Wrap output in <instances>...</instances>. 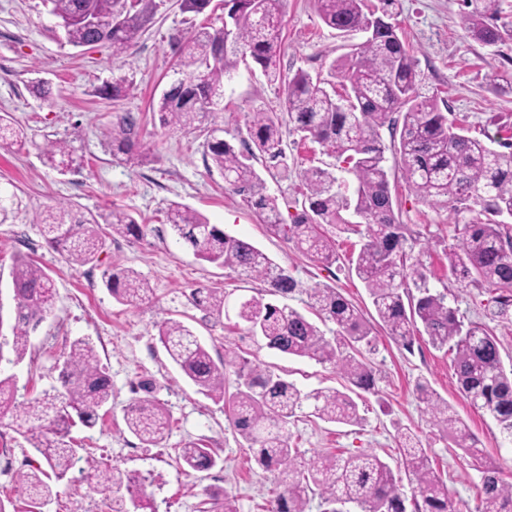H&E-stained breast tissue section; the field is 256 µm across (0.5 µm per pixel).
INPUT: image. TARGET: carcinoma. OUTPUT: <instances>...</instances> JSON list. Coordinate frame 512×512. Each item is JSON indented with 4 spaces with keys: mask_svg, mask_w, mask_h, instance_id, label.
I'll list each match as a JSON object with an SVG mask.
<instances>
[{
    "mask_svg": "<svg viewBox=\"0 0 512 512\" xmlns=\"http://www.w3.org/2000/svg\"><path fill=\"white\" fill-rule=\"evenodd\" d=\"M52 14L64 25L68 43L75 47L101 42L121 58L135 44L143 26L156 10V0H49ZM378 10L367 0H318L324 24L342 33L363 32L366 38L337 66L340 82L314 78L300 70L285 82V107L295 130L318 144L336 160L334 168L311 166L303 172L305 207L292 223L281 218L277 199L267 192L265 180L252 160L272 162L288 172L282 124L273 112H252L247 138L241 147L207 131L206 151L224 175L225 187L241 197L268 224L270 230L302 249L315 262L339 260L336 243L325 226H344L360 235L362 244L351 260L356 276L372 300L381 327L402 346L411 347L421 331L429 344L453 354L458 387L463 398L498 423L504 439L512 442V369L506 370L501 342L478 322L464 323L448 305L447 294L428 287L420 256L397 222L386 167V146L380 130L399 133L396 152L402 177L410 191L424 199L444 198L491 215L472 217L463 224L461 238L448 252V269L459 283L487 285L503 291L495 298V316L512 310V236L501 232L496 216L512 217V151H498L465 134L464 127L448 121L432 97L418 91L421 73L417 60L390 22L400 0H380ZM462 28L484 45L502 38L493 22L494 0H462ZM283 0H224V25L202 26L179 36L178 77L152 105L160 125L195 130L215 109L208 102L224 93V80L241 61L259 65L268 81L282 80L276 68L281 48ZM115 17L120 26L106 25ZM342 91H336V86ZM135 120L122 116L104 132L112 155L128 159L139 155L133 138ZM47 161L70 165L75 148L66 141H50L43 151ZM167 221L202 261L259 280L268 294L285 297L299 282L249 240L225 234L194 209L173 203ZM48 244L77 266L92 264L109 236L139 238L144 225L130 213L113 208L84 213L58 202L40 216ZM113 297L129 305L151 301L154 290L132 268L115 265L105 276ZM413 281L418 295L408 291ZM14 322L9 355L0 346V362L17 364L28 352L31 333L49 315L55 303L53 287L44 270L19 258L12 270ZM309 307L322 321L336 324L332 337L304 313L251 296L235 305L236 317L260 348L283 355L308 358L338 369L350 385L303 391L274 372L225 354L224 365L213 361L207 347L182 322L167 319L158 326V339L171 360L198 392L224 402L234 429L252 450L262 469L273 473L281 491L268 501L267 512H307L309 494L319 491L326 512H407L404 492L390 465L375 452L326 454L306 463L291 447L290 426L303 408L309 416L345 425H360L364 418L353 389L374 387L376 373L366 354L375 349L373 327L360 310L339 291L325 286L308 292ZM196 305L218 317H229V293L217 288H196ZM237 364L236 391L224 390V368ZM60 387L41 397L19 400L15 375L0 376V426L19 434L44 459L40 467L19 475L20 493L28 512L52 496L51 482L63 479L77 449L70 432L77 424L94 426L112 398V381L101 366L94 346L73 342L59 373ZM141 395L126 409L127 429L146 447L160 445L171 424L168 409L151 396L153 384L137 385ZM414 395L448 447L458 448L481 473L482 497L477 512H512V483L504 481L468 425L450 412L425 379L417 380ZM400 461L415 484L413 512H457L448 485L432 466L421 437L410 429L398 432ZM186 471L203 472L217 465L212 449L189 441L180 448ZM95 489L112 494V512H151L150 498L137 488V477L118 468L94 469ZM131 502L133 510L126 508Z\"/></svg>",
    "mask_w": 512,
    "mask_h": 512,
    "instance_id": "1",
    "label": "carcinoma"
}]
</instances>
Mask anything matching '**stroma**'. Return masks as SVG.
<instances>
[{"mask_svg": "<svg viewBox=\"0 0 512 512\" xmlns=\"http://www.w3.org/2000/svg\"><path fill=\"white\" fill-rule=\"evenodd\" d=\"M157 10L126 56L114 58L106 44L75 47L67 42L51 12L49 0H0V114L9 115L27 132L24 144L0 140V190L13 194L14 206L0 224V335L10 336L14 300L11 271L15 258L29 254L52 280L56 292L53 312L32 333L25 359L0 365L15 375L19 388L36 397L58 386V374L70 344L93 343L112 380V398L93 427L71 432L77 455L67 476L54 483V496L43 512H112L111 496L98 493L92 468L116 467L136 473L150 494L156 512H202L214 492L229 493L237 512H262L275 488L270 474L255 463L247 443L234 430L223 404L198 393L169 358L158 340V325L167 318L182 321L203 341L215 362L226 350L240 348L244 357L270 367L300 389H343L344 379L333 366L307 358H289L256 350L245 339V328L208 315L191 299L205 286L245 297L261 282L243 281L230 270L199 260L174 235L166 220L171 203L186 204L203 213L226 234L249 239L303 287L286 298L287 306L307 311V289L329 286L340 291L372 317L375 310L363 284L348 270V256L358 252L359 235L336 233L338 261L325 266L292 243L271 234L255 212L224 189V178L208 168L197 130L162 128L151 102L174 79L178 49L172 35L206 25L221 27L224 4L213 0L205 13L182 12L179 0H156ZM462 0H401L396 21L399 34L418 62L421 91L436 97L449 119L463 121L470 137L491 148L512 143V0H496L495 16L505 38L487 46L468 35L460 23ZM363 33L340 35L322 22L315 0H285L283 33L277 68L286 77L303 70L328 76L334 61L351 53ZM48 83L50 96L39 99L30 82ZM127 87L117 100L99 90L107 83ZM224 109L213 116L232 143L246 138V115L276 113L282 123L288 158L285 177H267L270 194L278 197L285 221L301 211L303 169L320 165L317 144L294 132L284 105V86L267 82L254 63L239 64L224 84ZM136 120L134 137L153 159L130 163L113 156L103 133L120 116ZM381 137L389 150L390 190L395 216L405 234L421 251L429 286L447 291L449 302L466 322L488 325L500 339L503 356H512V322L493 318V291L452 282L448 253L462 229L461 215L446 200L417 197L406 186L399 158L391 152L389 130ZM72 142L83 157L80 169L60 171L45 164L47 142ZM71 202L84 212L118 207L145 226L142 239L106 240L96 262L83 267L68 263L44 242L37 213L57 201ZM139 272L154 289L152 303L133 306L118 302L108 291L104 274L113 264ZM377 350L370 360L380 379L375 392L358 404L362 425L331 423L300 417L292 426L290 444L302 460L340 451L367 450L403 474L396 435L408 428L421 436L433 467L448 484L458 512H476L481 478L462 451L448 447L422 412L413 395L418 379L435 393L478 436L496 462L504 481L512 482V444L496 422L474 409L461 396L451 354L416 338L412 348L395 343L377 330ZM154 380V395L170 411L172 423L159 447L147 448L126 428L124 413L134 398L133 387ZM203 441L218 456L204 472L185 473L176 461L179 448ZM41 456L13 430L0 427V497H18L20 472L42 465Z\"/></svg>", "mask_w": 512, "mask_h": 512, "instance_id": "obj_1", "label": "stroma"}]
</instances>
